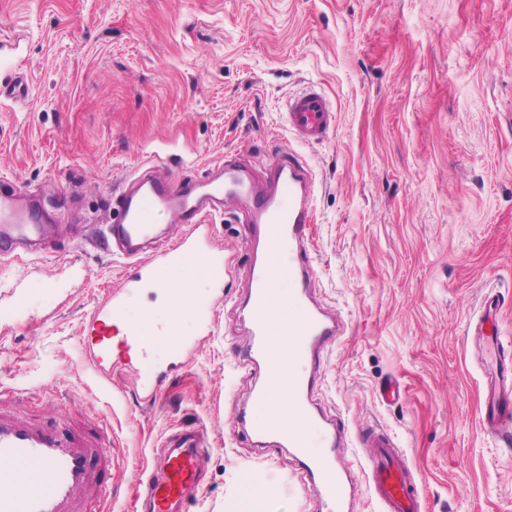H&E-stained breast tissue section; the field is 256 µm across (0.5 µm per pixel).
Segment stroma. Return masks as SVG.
<instances>
[{
	"instance_id": "35a3bbf8",
	"label": "stroma",
	"mask_w": 512,
	"mask_h": 512,
	"mask_svg": "<svg viewBox=\"0 0 512 512\" xmlns=\"http://www.w3.org/2000/svg\"><path fill=\"white\" fill-rule=\"evenodd\" d=\"M0 177L42 192L65 224L100 223L112 193L154 156L187 182L234 156L264 171L294 151L317 191L309 245L316 296L348 330L317 399L349 433L396 437L424 512H512V453L480 431L483 371L466 325L487 289L512 338V0H0ZM334 103L317 144L289 133L306 85ZM228 272L214 334L146 407L130 368L103 378L85 319L130 269L75 239L62 256L0 264V408L62 422L112 451L107 494L123 512L169 430L204 427L211 451L190 512H226L260 471L279 512H320L288 453L260 457L240 419L262 370L252 342L242 225L220 222ZM206 275L183 255L129 315L152 328L163 292ZM400 383L399 401L380 391Z\"/></svg>"
}]
</instances>
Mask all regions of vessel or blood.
<instances>
[{"label":"vessel or blood","mask_w":512,"mask_h":512,"mask_svg":"<svg viewBox=\"0 0 512 512\" xmlns=\"http://www.w3.org/2000/svg\"><path fill=\"white\" fill-rule=\"evenodd\" d=\"M288 128L300 142H321L333 127L334 105L314 87H306L287 101ZM316 181L310 168L292 152L266 174L256 175L244 162L214 166L183 187L162 172L161 163L127 177L112 195V215L98 237L115 258L133 262L137 270L113 287L81 329L91 364L100 374L110 366L139 362L136 386L147 403H154L169 372L183 368L198 339L211 335L214 315L224 303V246L214 238L208 220L226 216L232 207L244 210L250 230L251 292L249 325L253 341L247 356L251 368L287 371L295 415L288 423L251 429L287 449L298 465L303 488L312 490L325 512H349L355 494V471H362L380 512H423V489L408 474L405 451L389 434L369 427L349 439L341 419L325 418L314 394L326 349L346 333L341 314L315 297L313 261L308 229L313 222ZM164 213L187 231L168 248L152 251L158 239L154 217ZM56 228L44 223L20 187L0 178V261L18 258L31 247L53 254ZM189 251L202 253L211 295L208 300L187 298L181 311L157 324V335L178 332L183 319L195 322V336L183 340L171 360H153L152 343L135 324H126L130 302L155 285L156 264L178 263ZM292 286L289 296L298 310L289 325L288 356L269 363L268 336L275 330L267 314L270 294L280 281ZM497 295L486 296L479 317L469 322L473 336L490 359L480 425L484 436L499 447L512 446V339L502 335L494 313ZM126 333L113 335L117 323ZM319 434V453H312L308 433ZM360 451L358 463L347 457L348 446ZM159 461L149 473L144 512H187L196 498L209 447L203 428H180L160 444ZM110 449L97 443L80 444L52 424L30 425L0 411V512H86L85 496L99 493L98 468L110 467Z\"/></svg>","instance_id":"1"}]
</instances>
